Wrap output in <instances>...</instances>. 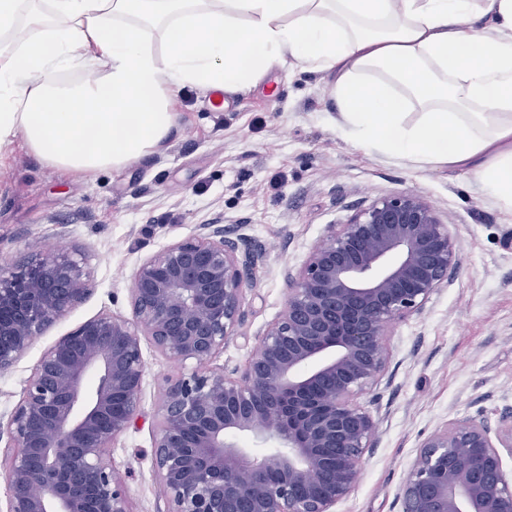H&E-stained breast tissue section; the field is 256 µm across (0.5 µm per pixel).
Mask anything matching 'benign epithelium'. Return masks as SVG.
<instances>
[{"label": "benign epithelium", "mask_w": 512, "mask_h": 512, "mask_svg": "<svg viewBox=\"0 0 512 512\" xmlns=\"http://www.w3.org/2000/svg\"><path fill=\"white\" fill-rule=\"evenodd\" d=\"M219 216L135 270L131 317L101 313L59 337L0 416L7 512H129L115 441L138 419L142 337L194 369L165 380L152 459L168 512H334L355 489L377 421L361 403L387 374L395 323L451 283L457 251L422 196L372 201L326 233L242 373L211 363L245 319L258 256ZM91 283L64 248L0 266V373ZM95 378L94 385L89 379ZM248 438L275 451L240 445ZM512 409L449 422L420 447L402 512H512Z\"/></svg>", "instance_id": "1"}]
</instances>
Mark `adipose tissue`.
<instances>
[{
  "mask_svg": "<svg viewBox=\"0 0 512 512\" xmlns=\"http://www.w3.org/2000/svg\"><path fill=\"white\" fill-rule=\"evenodd\" d=\"M290 61L333 74L356 147L470 172L512 210V0H0V146L123 167L173 136L181 90L238 95Z\"/></svg>",
  "mask_w": 512,
  "mask_h": 512,
  "instance_id": "1",
  "label": "adipose tissue"
}]
</instances>
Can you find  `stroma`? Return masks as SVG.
I'll use <instances>...</instances> for the list:
<instances>
[{
    "label": "stroma",
    "instance_id": "1",
    "mask_svg": "<svg viewBox=\"0 0 512 512\" xmlns=\"http://www.w3.org/2000/svg\"><path fill=\"white\" fill-rule=\"evenodd\" d=\"M176 109L178 132L160 151L91 176L48 166L19 140L0 151V265L62 246L82 260L93 286L0 374V414L19 402L59 336L101 313L130 315L138 265L219 213L262 252L245 290V321L216 359L226 371L242 370L285 307V269L301 264L326 225L345 222L353 205L409 191L448 225L459 268L422 314L394 324L390 379L370 406L380 417L376 446L335 508L401 512L402 487L428 435L512 407V211L469 173L419 169L346 141L321 71L277 66L237 97L188 88ZM142 349V415L115 443L112 466L130 512H167L152 462L156 409L165 377L184 368L150 340Z\"/></svg>",
    "mask_w": 512,
    "mask_h": 512
}]
</instances>
